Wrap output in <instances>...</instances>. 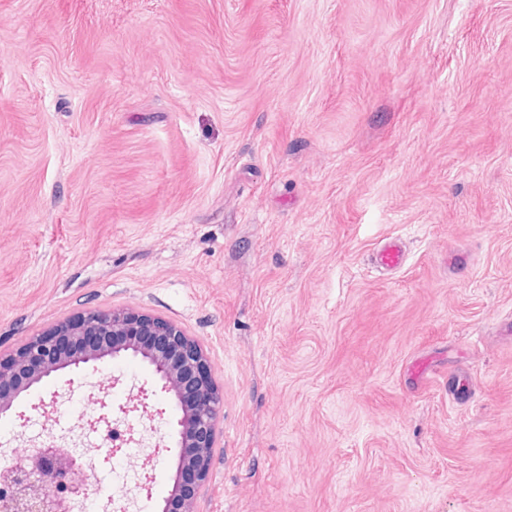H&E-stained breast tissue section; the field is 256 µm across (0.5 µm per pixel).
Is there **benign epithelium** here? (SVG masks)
Masks as SVG:
<instances>
[{
  "mask_svg": "<svg viewBox=\"0 0 512 512\" xmlns=\"http://www.w3.org/2000/svg\"><path fill=\"white\" fill-rule=\"evenodd\" d=\"M129 353L154 368L162 389L171 395L177 417L172 489L160 512H195L194 505L209 476L222 397L199 344L179 325L147 314L118 310L66 318L0 358V415L21 393L53 373L80 364H97ZM104 413L102 447L88 455L52 449L28 455L0 470V509L4 512L72 510L87 477L97 465L110 464L126 449L112 445L109 403Z\"/></svg>",
  "mask_w": 512,
  "mask_h": 512,
  "instance_id": "7a95c632",
  "label": "benign epithelium"
}]
</instances>
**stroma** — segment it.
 <instances>
[{
	"instance_id": "obj_1",
	"label": "stroma",
	"mask_w": 512,
	"mask_h": 512,
	"mask_svg": "<svg viewBox=\"0 0 512 512\" xmlns=\"http://www.w3.org/2000/svg\"><path fill=\"white\" fill-rule=\"evenodd\" d=\"M117 309L208 357L196 512H512V0H0V354ZM157 388L63 370L0 448L91 447L101 391H150L148 488L97 476L154 510Z\"/></svg>"
}]
</instances>
